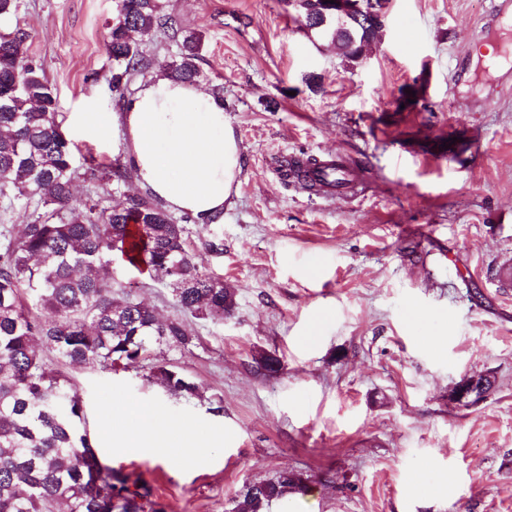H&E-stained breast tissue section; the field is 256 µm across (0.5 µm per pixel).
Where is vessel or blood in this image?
Listing matches in <instances>:
<instances>
[{
    "mask_svg": "<svg viewBox=\"0 0 512 512\" xmlns=\"http://www.w3.org/2000/svg\"><path fill=\"white\" fill-rule=\"evenodd\" d=\"M282 168L287 173L305 169L306 179L313 184L316 193L326 196H354L361 191L364 183L358 168L341 156L319 161L310 167L299 156L289 155L285 157Z\"/></svg>",
    "mask_w": 512,
    "mask_h": 512,
    "instance_id": "b4317fda",
    "label": "vessel or blood"
}]
</instances>
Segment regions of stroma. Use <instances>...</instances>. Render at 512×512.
I'll return each instance as SVG.
<instances>
[{
  "instance_id": "obj_1",
  "label": "stroma",
  "mask_w": 512,
  "mask_h": 512,
  "mask_svg": "<svg viewBox=\"0 0 512 512\" xmlns=\"http://www.w3.org/2000/svg\"><path fill=\"white\" fill-rule=\"evenodd\" d=\"M202 40L198 83L219 91L241 172L220 224H188L198 262L234 288L223 321L188 318L190 350L154 346L114 372L63 367L100 461L150 485L165 512H231L247 484L283 469L308 489L270 512H512V297L486 272L512 255V73L473 52L492 43L493 0H391L365 63L305 34L285 0H163ZM115 0H22L0 32L26 29L29 55L72 112H117L105 46ZM77 199L119 204L120 140H77ZM342 155L366 177L323 199L279 173L282 156ZM96 175H89L91 163ZM221 252L203 249L212 237ZM116 280L160 318L167 282ZM279 357L272 376L260 353ZM178 366L202 396L166 395L152 363ZM494 381L457 402L464 377ZM222 399L214 413L210 403ZM151 404L192 429L196 456L113 444V403Z\"/></svg>"
}]
</instances>
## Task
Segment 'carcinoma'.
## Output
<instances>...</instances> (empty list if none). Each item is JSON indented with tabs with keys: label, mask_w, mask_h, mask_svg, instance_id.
Segmentation results:
<instances>
[{
	"label": "carcinoma",
	"mask_w": 512,
	"mask_h": 512,
	"mask_svg": "<svg viewBox=\"0 0 512 512\" xmlns=\"http://www.w3.org/2000/svg\"><path fill=\"white\" fill-rule=\"evenodd\" d=\"M162 32L178 52L174 80L201 76V38L182 30L162 0H117L105 43L112 92L124 97L130 77L146 68L140 39ZM337 43L354 63L370 43L365 30ZM27 33L0 34V198L16 191L45 208L19 233L0 230V512H164L146 484L129 483L102 464L86 428L85 405L40 353L44 347L73 367L110 372L146 358L153 343L187 350L195 336L179 317L162 320L112 275V254L167 281L185 315L215 321L235 309V291L195 262L185 225L150 198L118 206L81 202L72 193L74 145L61 131L57 95L28 56ZM152 376L176 399L199 397L198 385L168 363ZM306 478L282 470L244 486L233 512H267Z\"/></svg>",
	"instance_id": "cac0c4a2"
}]
</instances>
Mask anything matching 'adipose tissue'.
<instances>
[{"label": "adipose tissue", "mask_w": 512, "mask_h": 512, "mask_svg": "<svg viewBox=\"0 0 512 512\" xmlns=\"http://www.w3.org/2000/svg\"><path fill=\"white\" fill-rule=\"evenodd\" d=\"M68 125L106 145L118 133L139 185L165 210L207 223L223 214L237 192L239 146L224 102L193 82L155 73L117 112H75ZM171 418L147 405H113L110 433L126 448L160 457L172 446Z\"/></svg>", "instance_id": "adipose-tissue-1"}]
</instances>
